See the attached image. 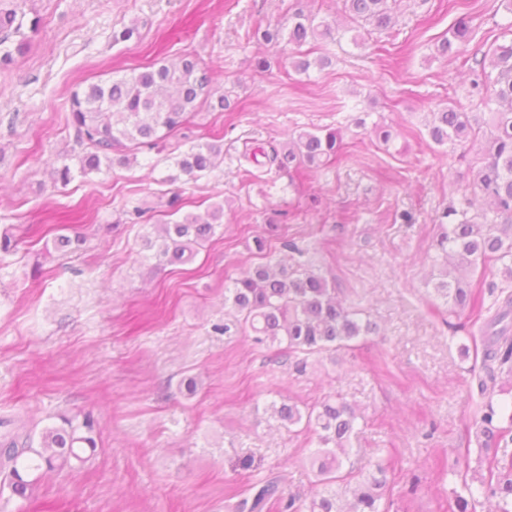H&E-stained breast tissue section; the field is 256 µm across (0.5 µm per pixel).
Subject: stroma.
Here are the masks:
<instances>
[{
  "mask_svg": "<svg viewBox=\"0 0 512 512\" xmlns=\"http://www.w3.org/2000/svg\"><path fill=\"white\" fill-rule=\"evenodd\" d=\"M0 4L40 21L25 54L0 67V231L23 232L14 252L0 253V417L20 413L42 429L88 413L97 441L85 463L31 497L0 493V512H234L273 479L283 498L308 505L317 438L284 426L276 409L327 397L359 416L349 463L389 467V512H453L466 470L487 473L475 425L481 358L461 352L480 324L434 291L433 241L445 208L469 193L482 151L435 144L427 123L451 101L477 111L469 68L512 40V12L501 0H398L384 35L352 23L341 0ZM298 9L333 25L330 38L302 48L329 57L326 67L300 73L288 44L245 40ZM462 16L470 41L440 55ZM134 23L139 38L113 43L114 30ZM185 54L212 69L211 94L228 108L203 104L129 165L54 185L52 163L77 164L84 152L69 121L73 94ZM259 57L267 71H256ZM378 126L392 130L389 141ZM320 129L342 138L334 161L288 173L255 163ZM213 140L223 153L211 172L167 183L175 156ZM173 199L184 214L223 203L224 219L192 262L159 268L143 239ZM142 201L152 212L130 223ZM280 211L288 221L268 235ZM69 224L84 225L85 241L61 254L53 239ZM281 258L313 267L376 334L332 355L255 342L224 290Z\"/></svg>",
  "mask_w": 512,
  "mask_h": 512,
  "instance_id": "35a3bbf8",
  "label": "stroma"
}]
</instances>
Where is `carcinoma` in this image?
I'll use <instances>...</instances> for the list:
<instances>
[{
  "label": "carcinoma",
  "instance_id": "1",
  "mask_svg": "<svg viewBox=\"0 0 512 512\" xmlns=\"http://www.w3.org/2000/svg\"><path fill=\"white\" fill-rule=\"evenodd\" d=\"M389 0H342V10L353 21L364 22L383 31L391 25ZM0 66H7L14 55L23 53L29 45L23 32V18L14 9L0 10ZM288 32V43L299 49L310 40L332 34L331 26L318 22L301 10L288 17V27L258 25L251 39L276 44ZM18 36L14 47L7 46L8 35ZM449 36L438 46L443 55L456 52L458 44L468 40L470 27L461 18L448 30ZM471 69V93L480 97L489 109L486 121L480 112H467L455 103L433 113L428 127L430 138L438 145L461 146L485 133L486 149L481 166L473 178V193L490 199L493 208L470 213L466 207L451 203L443 213L447 222L440 224L434 248L443 266L462 270L464 274L452 281L440 279L435 292L446 299L451 309L479 313L484 307V293L466 275V271L483 267L490 260L502 263L503 276L512 280V41L496 45ZM210 76L199 62L185 56L172 64L132 73L108 83L88 85L74 93L71 100L70 122L79 140L86 146L79 157L80 172L88 175L101 167L127 165L128 145L152 147L166 135L177 131L195 112L199 100L209 93ZM499 108H492L493 104ZM336 132L329 130L298 133L295 140L280 149H272L269 165L276 171L319 167L336 154ZM223 152V145L204 142L191 146L174 159L178 171L166 181L174 183L182 176L193 178L211 169L214 159ZM224 205L209 206L203 212L186 213L182 219L166 222L156 229V237H147L144 247L153 251L155 267L191 262L198 248L214 234L215 225L223 223ZM72 235L54 240L60 251L78 247L84 240L82 226L71 227ZM225 300L243 316L259 343L287 341L288 350L306 355L334 353L349 349L352 342L376 332V326L362 320L360 312L336 300V289L315 272L298 273L281 268L273 271L257 265L236 278L227 289ZM495 312L486 323L481 342L482 367L485 376L477 379L478 390L486 402L476 418L483 437L480 452L487 462L489 478L481 482L479 492L497 503L496 512H512V459L498 457L497 448L512 433V402L495 403L494 396L503 391L497 383L496 370L507 368L512 378V337L507 321H512V298L494 302ZM279 418L290 426L301 422L313 428L320 449L314 460L317 485L321 489L308 506V512H385L382 501L388 497V470L375 466L368 474L343 471V456L347 444L357 430L358 416L348 405L324 401L303 413L294 405L283 404L276 409ZM62 425L45 428L33 445L32 431L26 430L22 419L0 420L1 427L17 426V431L0 435V473L14 495L27 496L33 481L27 480L20 469L45 472L74 468L84 462L85 449L97 447L94 425L84 418L76 426L67 416ZM341 485L353 497L351 508L342 506V494L331 490ZM279 485L269 481L253 496L250 512H263L269 501L278 497Z\"/></svg>",
  "mask_w": 512,
  "mask_h": 512
}]
</instances>
